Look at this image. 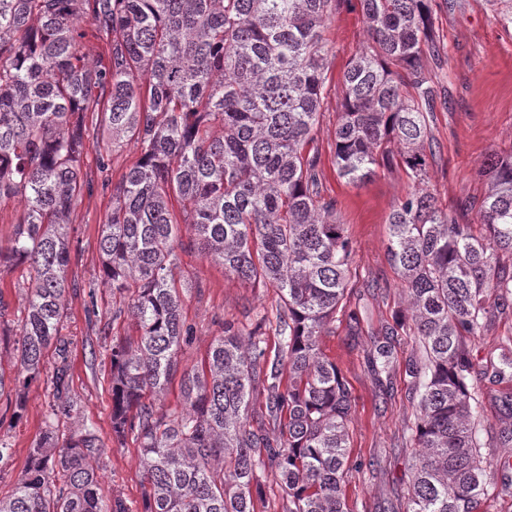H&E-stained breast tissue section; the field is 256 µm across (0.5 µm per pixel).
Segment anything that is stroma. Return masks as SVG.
<instances>
[{
	"mask_svg": "<svg viewBox=\"0 0 512 512\" xmlns=\"http://www.w3.org/2000/svg\"><path fill=\"white\" fill-rule=\"evenodd\" d=\"M436 32L445 46L442 59L425 58L426 69L436 75L441 95L433 119L437 140L430 185L443 203L451 205L468 196L483 195L485 182L478 176L481 161L491 151L512 148V31L497 24L486 0H454L438 10ZM328 53L326 98L316 133L323 173L322 194L335 198L337 217L345 224L354 253L343 306L354 312V324L338 323L323 337L322 348L335 359L354 397L350 425L351 467L345 478L346 494L354 512H403L411 458L406 448L417 396L405 374L415 350L409 335L395 338L394 363L388 394H380L367 354L373 340L382 338L407 300L396 270L387 257V216L393 199L411 187L401 169L379 172L370 183L356 187L338 177L334 157L336 114L343 98V73L349 59L365 40L358 0H341L325 30ZM87 136L83 169L93 181L83 191L71 215L69 238L72 283L66 294L62 334L68 341L70 393L77 407L62 420L59 436L94 425L104 446L93 467L105 497L121 498L129 512H142L143 485L134 437L117 440L112 432L111 364L113 338L137 341L135 321L115 315L111 289L100 286L98 241L112 212L111 184L139 157L134 142L112 148L107 130L86 115ZM176 274L184 284L183 314L195 328L190 345L178 354L180 369L200 364L225 323L250 330L265 321L268 354H277L284 342L277 330L279 297L272 288H252L228 276L222 265L200 250H177ZM97 283L96 299H89V283ZM26 268L0 271V295L9 304L6 318L17 323L25 314L29 295ZM512 340V310L497 316L481 336L468 343L477 366L489 365L506 340ZM59 361L48 351L40 376L27 387H10L0 394V441L10 456L0 462V497L8 496L25 469L29 450L44 431V416L52 400L51 382ZM472 392L480 415L479 438L487 460L512 457V448H500L496 437L502 427L494 401L497 388L487 379L473 381Z\"/></svg>",
	"mask_w": 512,
	"mask_h": 512,
	"instance_id": "35a3bbf8",
	"label": "stroma"
}]
</instances>
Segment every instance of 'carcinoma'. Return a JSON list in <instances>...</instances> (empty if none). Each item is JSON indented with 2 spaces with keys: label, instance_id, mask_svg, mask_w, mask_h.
<instances>
[{
  "label": "carcinoma",
  "instance_id": "1",
  "mask_svg": "<svg viewBox=\"0 0 512 512\" xmlns=\"http://www.w3.org/2000/svg\"><path fill=\"white\" fill-rule=\"evenodd\" d=\"M340 0H0V200L22 212L0 269L28 266L27 313L16 330L26 386L46 351L60 358L45 431L0 512H128L101 493L86 428L59 443L71 416L65 295L70 216L85 186L87 112L112 144L135 140L139 158L112 187L99 239L101 283L140 331L114 340L112 429L139 442L143 512H256L261 475L274 477L283 512H354L344 490L352 394L321 347L347 289L353 244L322 196L315 132L324 102V31ZM512 28V0H488ZM367 40L343 74L336 113L339 177L363 186L400 167L412 190L388 215L387 255L407 297L384 335L409 327L419 355L405 374L419 391L405 512H483L493 464L481 453L467 341L512 304V150L479 169L487 190L443 207L429 188L431 118L439 83L426 55L444 47L436 0H359ZM112 36L103 65L82 52L78 23ZM181 207L174 220L172 200ZM196 241L183 243L179 223ZM198 246L224 272L280 292L284 345L272 360L264 321L224 323L201 364L182 372L184 408L156 406L193 328L183 316L176 249ZM494 290L498 307L486 305ZM395 346L373 342L375 375ZM512 447V349L491 363ZM266 394L271 431L249 422L250 395Z\"/></svg>",
  "mask_w": 512,
  "mask_h": 512
}]
</instances>
